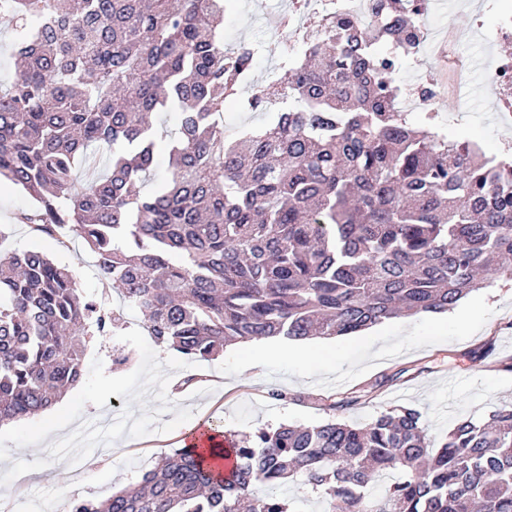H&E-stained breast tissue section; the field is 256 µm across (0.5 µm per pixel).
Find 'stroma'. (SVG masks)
Masks as SVG:
<instances>
[{
	"label": "stroma",
	"mask_w": 512,
	"mask_h": 512,
	"mask_svg": "<svg viewBox=\"0 0 512 512\" xmlns=\"http://www.w3.org/2000/svg\"><path fill=\"white\" fill-rule=\"evenodd\" d=\"M224 39L257 48L253 81L264 84L283 62L294 32L273 28L269 20L288 11L291 0H224ZM451 11L428 7L423 23L433 36L454 34L467 63L466 100L442 95L435 110L449 139L477 143L490 156L512 159V124L499 112V92L491 79L493 56L512 55V42L497 40L512 0H452ZM35 205L18 187L0 190V249L44 251L68 267L83 295L108 302L120 321L108 336L89 329L84 344V375L54 406L0 425V512H22L25 503H50L61 512L70 498L102 500L135 483L153 468L161 452L181 447L187 427L218 423L226 434L251 436L282 424L318 425L332 419L364 425L404 406L416 409L429 438L441 443L455 421L480 422L493 410L512 404V370L500 367L512 358V279H497L444 315L443 324L428 315L394 319L376 328L333 337L332 356L306 342L308 358L294 362L271 353L254 368L243 364L244 349L233 345L212 362L193 363L157 344L139 313L123 305L111 282L99 273L81 241L61 247L32 232L21 216ZM493 341L492 355L472 360L470 351ZM131 352V361L113 366L112 353ZM286 391V400L270 398ZM345 406L332 410L331 405ZM115 408L112 447L77 448L70 465L56 461L44 441L53 423L75 417L81 426L99 411Z\"/></svg>",
	"instance_id": "35a3bbf8"
}]
</instances>
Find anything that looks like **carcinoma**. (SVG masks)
<instances>
[{
    "label": "carcinoma",
    "instance_id": "carcinoma-1",
    "mask_svg": "<svg viewBox=\"0 0 512 512\" xmlns=\"http://www.w3.org/2000/svg\"><path fill=\"white\" fill-rule=\"evenodd\" d=\"M416 0L347 9L287 61L293 106L234 139L217 116L256 50H224L218 0H0L16 77L0 87V178L37 202L33 231L79 239L155 341L191 362L252 339L351 335L444 313L512 278V162L395 111V59L416 45ZM243 106L267 110L266 86ZM173 105L170 177L150 115ZM116 321L38 250L0 252V423L43 411L84 375L88 324ZM232 459L228 477L204 465ZM395 482L374 491L383 471ZM305 477L323 512H512V406L458 421L436 447L420 413L354 426L281 424L224 446L161 454L140 482L66 512H292ZM262 487L261 495L253 488ZM288 484L281 488V493L284 497L291 499H305L301 504V510L305 512H319L322 510V505L318 501V493L313 492L311 486L305 485L301 476L297 475L287 480Z\"/></svg>",
    "mask_w": 512,
    "mask_h": 512
}]
</instances>
